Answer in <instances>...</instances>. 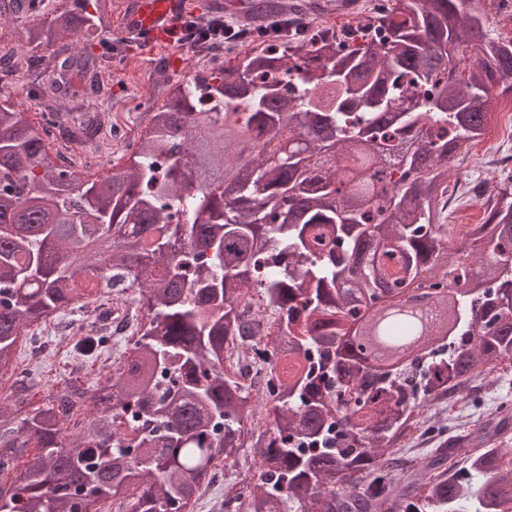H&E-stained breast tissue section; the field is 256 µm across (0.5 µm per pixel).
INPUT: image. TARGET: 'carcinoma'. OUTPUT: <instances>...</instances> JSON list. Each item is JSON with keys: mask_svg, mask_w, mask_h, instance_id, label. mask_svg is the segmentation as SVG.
<instances>
[{"mask_svg": "<svg viewBox=\"0 0 512 512\" xmlns=\"http://www.w3.org/2000/svg\"><path fill=\"white\" fill-rule=\"evenodd\" d=\"M495 0H392L354 26L269 35L266 47L201 70L148 113L127 165L81 182L26 109L0 99V372L15 403L38 376L16 372L21 330L97 288L133 289L130 360L101 384L72 381L20 417L0 404V512H184L219 463L243 448L260 483L225 500L244 512H512V453L495 448L506 407L414 462L390 453L403 411L512 361V173L473 185L486 213L448 244V169L466 161L499 98L512 95V37L492 34ZM0 0L31 50L55 53L56 97L105 60L86 45L112 29V0H66L39 21ZM257 17L288 18L277 0ZM29 83L42 87L37 57ZM98 112L73 121L93 131ZM396 264L395 276L386 262ZM277 316L255 388L224 366V342L258 335L239 285ZM427 298V321L389 311ZM109 314L77 346L96 357ZM96 408L68 437L73 412ZM265 410L271 428L245 432Z\"/></svg>", "mask_w": 512, "mask_h": 512, "instance_id": "1", "label": "carcinoma"}]
</instances>
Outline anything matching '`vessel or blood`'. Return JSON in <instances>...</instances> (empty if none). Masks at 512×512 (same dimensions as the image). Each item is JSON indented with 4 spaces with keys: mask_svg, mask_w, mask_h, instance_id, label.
Listing matches in <instances>:
<instances>
[{
    "mask_svg": "<svg viewBox=\"0 0 512 512\" xmlns=\"http://www.w3.org/2000/svg\"><path fill=\"white\" fill-rule=\"evenodd\" d=\"M200 0H127L124 29L146 47L165 45L179 36L185 18L200 12ZM355 0H315L314 13L321 18L352 13Z\"/></svg>",
    "mask_w": 512,
    "mask_h": 512,
    "instance_id": "1",
    "label": "vessel or blood"
}]
</instances>
